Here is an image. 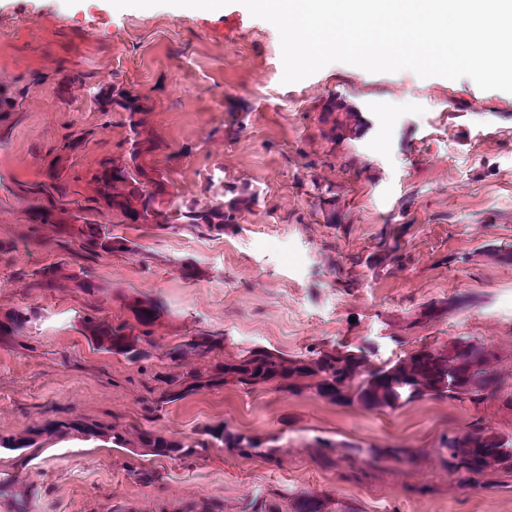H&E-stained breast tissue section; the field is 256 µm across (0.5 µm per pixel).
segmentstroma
Returning a JSON list of instances; mask_svg holds the SVG:
<instances>
[{
	"label": "stroma",
	"instance_id": "obj_1",
	"mask_svg": "<svg viewBox=\"0 0 512 512\" xmlns=\"http://www.w3.org/2000/svg\"><path fill=\"white\" fill-rule=\"evenodd\" d=\"M280 37L238 0L222 11L173 6L118 9L110 0H0V84L27 97L0 125V240L15 242L17 267L49 262L56 227L33 228L23 187L46 182L62 157L70 192L93 194L89 174L129 133L120 113L98 104L110 87L147 108L152 142L139 162L163 180L162 208L206 205L250 186L258 201L223 232L128 224L133 253L94 267L108 286L105 312L121 297L163 301L164 339L192 329L223 340L225 356L262 347L290 357L336 345L364 347L376 364L427 345L491 347L497 372L512 375V94L484 91L467 77L370 73L334 62L295 83L282 81ZM357 112L361 127L323 165L318 117L328 100ZM245 117L224 136L228 108ZM92 130L76 151L64 126ZM317 169H310V162ZM336 185V221L314 216L311 179ZM403 228L404 267L350 266L379 237ZM89 298L73 282L34 291L0 267V318L30 309L16 335H0V434L23 436L46 419L117 423L128 440L150 429L176 440L224 423L281 437L279 461L215 449L200 460L157 458L159 481L124 469L125 453L67 439L18 462L0 512H179L211 498L241 512L259 496L287 504L301 492L328 494L361 512H512V485L467 489L440 463L442 434L478 422L512 432V408L424 398L383 412L295 395L268 385L202 388L146 413L157 360L145 368L94 351L82 327ZM363 447L400 446L413 464L326 467L315 438Z\"/></svg>",
	"mask_w": 512,
	"mask_h": 512
}]
</instances>
